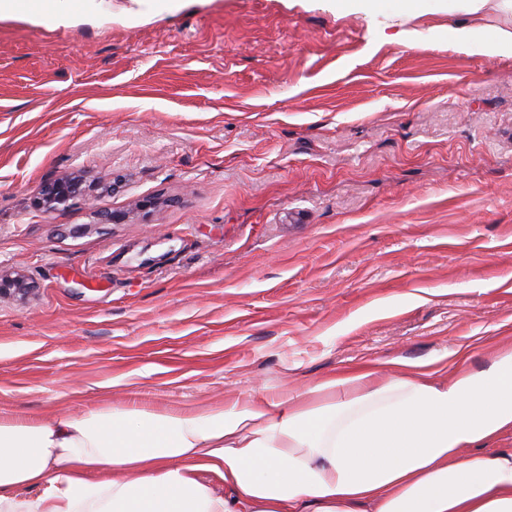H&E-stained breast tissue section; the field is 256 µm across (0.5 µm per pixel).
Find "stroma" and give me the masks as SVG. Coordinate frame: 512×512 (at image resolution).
Wrapping results in <instances>:
<instances>
[{
  "instance_id": "1",
  "label": "stroma",
  "mask_w": 512,
  "mask_h": 512,
  "mask_svg": "<svg viewBox=\"0 0 512 512\" xmlns=\"http://www.w3.org/2000/svg\"><path fill=\"white\" fill-rule=\"evenodd\" d=\"M59 7L0 18V272L32 286L0 299L1 419L449 379L512 341L503 0ZM64 175L97 196L45 215Z\"/></svg>"
}]
</instances>
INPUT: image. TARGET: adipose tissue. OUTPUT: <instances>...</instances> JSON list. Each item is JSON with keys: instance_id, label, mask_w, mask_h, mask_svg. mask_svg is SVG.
I'll return each mask as SVG.
<instances>
[{"instance_id": "ef3b65f1", "label": "adipose tissue", "mask_w": 512, "mask_h": 512, "mask_svg": "<svg viewBox=\"0 0 512 512\" xmlns=\"http://www.w3.org/2000/svg\"><path fill=\"white\" fill-rule=\"evenodd\" d=\"M309 392L0 419V512H512V448L482 453L512 431V344L449 380L361 367Z\"/></svg>"}]
</instances>
